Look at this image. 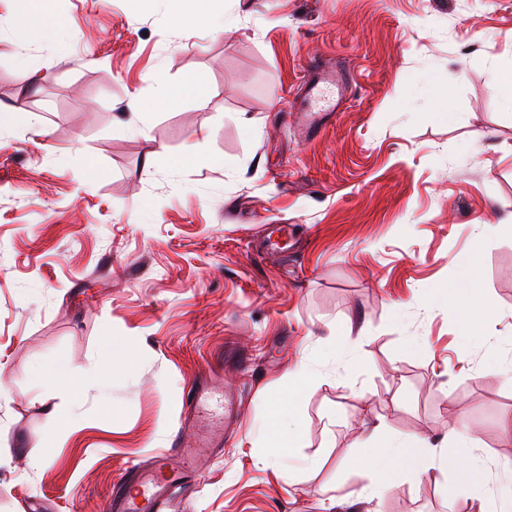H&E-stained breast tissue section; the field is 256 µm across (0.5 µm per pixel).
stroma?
Masks as SVG:
<instances>
[{
    "mask_svg": "<svg viewBox=\"0 0 512 512\" xmlns=\"http://www.w3.org/2000/svg\"><path fill=\"white\" fill-rule=\"evenodd\" d=\"M45 6L67 25L29 40L16 20ZM199 11L233 24L187 31ZM331 56L352 91L307 138L285 117ZM510 58L512 0H0V512H103L211 376L241 413L179 512H472L437 469L361 498L381 421L436 446L468 424L485 489L512 492V379L487 371L512 364ZM188 79L200 97L124 129L131 96ZM271 224L296 226L288 252L259 249ZM477 244L475 342L443 292ZM108 336L127 365L41 380ZM300 361L286 474L262 432Z\"/></svg>",
    "mask_w": 512,
    "mask_h": 512,
    "instance_id": "obj_1",
    "label": "stroma"
}]
</instances>
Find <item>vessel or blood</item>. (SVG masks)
Wrapping results in <instances>:
<instances>
[{"label":"vessel or blood","mask_w":512,"mask_h":512,"mask_svg":"<svg viewBox=\"0 0 512 512\" xmlns=\"http://www.w3.org/2000/svg\"><path fill=\"white\" fill-rule=\"evenodd\" d=\"M351 85L348 65L325 59L315 60L304 81L310 116L308 128L317 131L325 123L326 113L335 111L339 97L345 96ZM208 384L192 386L185 395L182 428L193 427L200 412L209 404ZM186 475L180 470L162 469L158 464L148 468L125 470L113 485L104 504V512H170L173 491L186 487Z\"/></svg>","instance_id":"b4317fda"}]
</instances>
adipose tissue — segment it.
<instances>
[{
  "mask_svg": "<svg viewBox=\"0 0 512 512\" xmlns=\"http://www.w3.org/2000/svg\"><path fill=\"white\" fill-rule=\"evenodd\" d=\"M479 260V250H472L466 276L450 285L446 296L449 306L458 309L462 321L468 325L489 309L488 303L477 302L474 298ZM352 461L370 473L369 483L361 490L369 499L380 497L401 479L434 468L457 475L459 495L474 503L477 512H512L511 495L494 500L482 494L477 480L482 471V459L466 448L452 456L439 454L425 439L394 434L381 422L367 429Z\"/></svg>",
  "mask_w": 512,
  "mask_h": 512,
  "instance_id": "1",
  "label": "adipose tissue"
}]
</instances>
